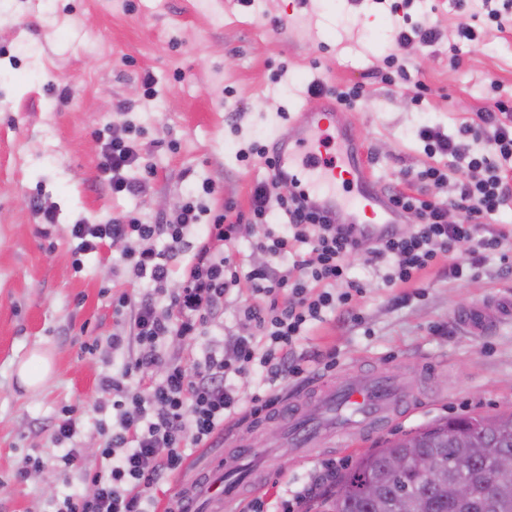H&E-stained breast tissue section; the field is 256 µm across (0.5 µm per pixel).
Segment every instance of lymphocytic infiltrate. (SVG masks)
Wrapping results in <instances>:
<instances>
[{"label": "lymphocytic infiltrate", "instance_id": "obj_1", "mask_svg": "<svg viewBox=\"0 0 512 512\" xmlns=\"http://www.w3.org/2000/svg\"><path fill=\"white\" fill-rule=\"evenodd\" d=\"M479 2L478 10L459 25L455 41L448 45L451 64H460L462 46L484 41L490 30H512V0ZM440 39L438 28L426 22H406L394 31L398 51L387 58L385 79L391 84L412 83L414 105H422L429 88L413 80L412 64L404 51L412 44L428 47ZM488 89L492 108L462 125L458 136L438 126L420 130L426 154L446 157L447 162L418 171L416 181L437 188L448 185L452 193L437 200L390 191L394 207L418 218L406 233L395 232L366 245L352 242L346 225L307 209L295 194L279 199L277 209L284 222L279 230H272L269 185L264 181L253 188L251 221L265 227L257 247L267 259L245 275L224 253L225 244L235 241L239 233L230 203L205 225L198 222L203 208L193 199L164 224L125 215L108 224L72 225L74 266H81L83 255L120 242L124 261L137 279L147 282L148 289L136 300L125 293L112 300L114 314L132 310L143 351L118 374L99 381L98 406L115 409L117 421L102 426L105 444L97 461H89L82 449L72 445L77 433L74 407L63 406L54 426L55 441L69 445L60 459L63 473L81 484L64 497L57 512H155L153 490L180 470L187 446L206 444L226 420L239 413L257 418L276 408L280 396L275 382L307 374L294 349L309 325L333 312L352 320L357 317L353 297L359 287L349 275L346 257L392 258L394 264L384 282L393 287L415 283L420 271L446 253L449 277L462 280L483 264L488 253L511 239V228L491 230L487 223L512 201V94L503 93L495 80L489 81ZM141 157L140 148L123 137L106 139L99 171L113 193L146 191L147 180L128 175ZM452 170L457 173L453 181L448 178ZM194 227L199 233L193 260L177 291H168L170 263L182 252L186 235ZM159 240L164 243L160 249L155 246ZM300 244L310 245L313 256L295 261L299 274L294 277L284 262ZM462 246L468 249L466 258L452 259V252ZM244 277L252 284L254 299L243 305L242 312L254 323L255 333L225 341L212 338L215 314ZM340 283L345 286L341 292L336 289ZM201 336L211 337L212 342L203 363L195 367L161 350L167 339L191 343ZM155 367L164 370L157 382L149 375ZM242 374L258 375L264 384L245 406L231 383L232 376Z\"/></svg>", "mask_w": 512, "mask_h": 512}]
</instances>
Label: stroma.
I'll return each mask as SVG.
<instances>
[{"label": "stroma", "mask_w": 512, "mask_h": 512, "mask_svg": "<svg viewBox=\"0 0 512 512\" xmlns=\"http://www.w3.org/2000/svg\"><path fill=\"white\" fill-rule=\"evenodd\" d=\"M432 4L441 41L406 50L431 89L416 106L408 89L382 79L395 18L373 0H0V512H57L79 482L60 470L67 447L54 441L52 424L63 406H73L77 444L95 456L104 443L98 381L140 352L128 316H115L111 301L121 293L139 298L145 282L130 274L119 243L83 256L75 270L71 225L129 213L162 224L206 180L218 187L211 209L231 201L248 212L251 189L267 172L261 159L241 162L239 150L270 144L316 80L365 87L351 109V133L375 181L405 188L402 171L430 163L421 127L457 135L475 112L490 108L488 77L512 89V31L463 47L461 64L450 66L448 43L465 15L447 0ZM148 73L156 80L151 99L142 84ZM113 128L128 129L154 170L145 193L112 194L100 177L98 134ZM35 197L55 210L50 237L39 233ZM348 262L363 287L358 320L328 315L297 350L312 370L317 354L335 352L334 380L377 367L394 371L418 392L420 407L380 437L310 457L280 447L278 425L227 423L225 434H246L251 455L226 447L223 436L209 448H186L180 471L157 490L160 501L198 475L226 479L275 445L273 472L236 508L245 512L260 499L277 512L280 496L301 489L325 461L344 471L382 441L434 421L512 411V316L496 314L512 306V242L464 280L449 278L448 259L440 257L405 291L384 285L385 262L360 255ZM479 305L490 320L481 335L459 320ZM115 334L127 338L118 355L106 345ZM94 342L99 350L88 353ZM35 349L52 360L53 374L28 390L15 368ZM29 455L44 466L18 480Z\"/></svg>", "instance_id": "obj_1"}]
</instances>
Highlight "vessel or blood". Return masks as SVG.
Listing matches in <instances>:
<instances>
[{
  "label": "vessel or blood",
  "instance_id": "vessel-or-blood-1",
  "mask_svg": "<svg viewBox=\"0 0 512 512\" xmlns=\"http://www.w3.org/2000/svg\"><path fill=\"white\" fill-rule=\"evenodd\" d=\"M350 118L327 96L311 98L286 130L271 142V178L303 187V200L339 224L351 225V238L365 243L394 232L402 218L390 205L370 172L361 142L349 131ZM352 188V197L337 188ZM314 401L325 418L313 425L302 406ZM282 415L285 445L308 455L332 439L348 443L384 427L413 409L411 391L389 374L320 381L290 398Z\"/></svg>",
  "mask_w": 512,
  "mask_h": 512
}]
</instances>
